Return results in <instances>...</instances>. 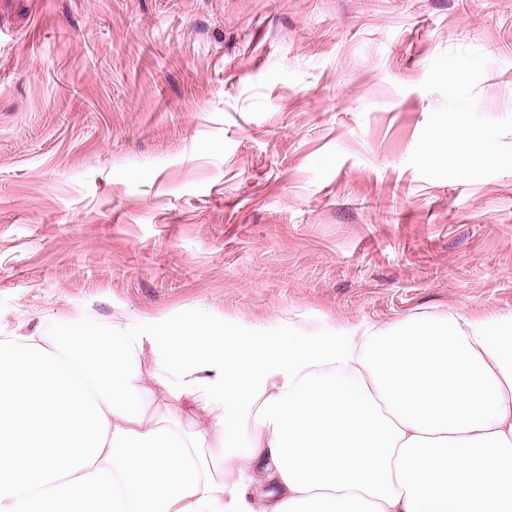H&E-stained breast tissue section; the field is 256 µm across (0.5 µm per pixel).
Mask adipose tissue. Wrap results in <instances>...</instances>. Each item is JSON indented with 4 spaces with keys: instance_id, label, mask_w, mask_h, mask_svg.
Returning a JSON list of instances; mask_svg holds the SVG:
<instances>
[{
    "instance_id": "1",
    "label": "adipose tissue",
    "mask_w": 512,
    "mask_h": 512,
    "mask_svg": "<svg viewBox=\"0 0 512 512\" xmlns=\"http://www.w3.org/2000/svg\"><path fill=\"white\" fill-rule=\"evenodd\" d=\"M430 150L473 160L454 117ZM157 388L190 430L148 414ZM0 512H512V318L1 339Z\"/></svg>"
}]
</instances>
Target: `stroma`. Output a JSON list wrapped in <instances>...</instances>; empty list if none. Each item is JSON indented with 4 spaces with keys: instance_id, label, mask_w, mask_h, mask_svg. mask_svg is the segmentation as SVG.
Returning a JSON list of instances; mask_svg holds the SVG:
<instances>
[{
    "instance_id": "1",
    "label": "stroma",
    "mask_w": 512,
    "mask_h": 512,
    "mask_svg": "<svg viewBox=\"0 0 512 512\" xmlns=\"http://www.w3.org/2000/svg\"><path fill=\"white\" fill-rule=\"evenodd\" d=\"M511 157L512 0H0V339L512 317ZM473 144L464 133L459 119L450 117L448 119V131L442 139L433 142L430 151L441 156L446 162L457 165H469L473 160Z\"/></svg>"
}]
</instances>
